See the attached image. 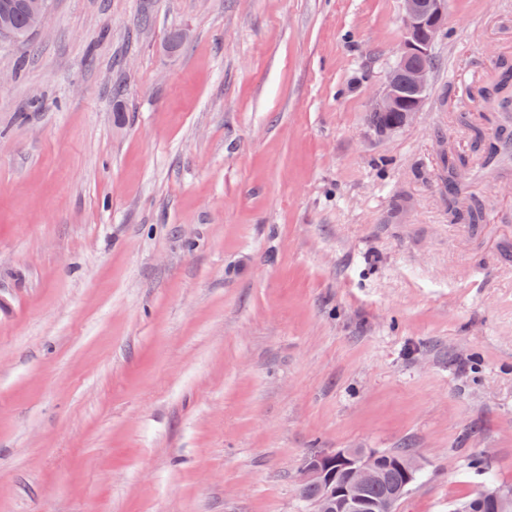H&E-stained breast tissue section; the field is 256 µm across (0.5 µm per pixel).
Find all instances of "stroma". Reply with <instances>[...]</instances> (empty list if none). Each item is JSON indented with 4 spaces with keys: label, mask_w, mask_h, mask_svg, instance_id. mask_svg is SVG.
Returning a JSON list of instances; mask_svg holds the SVG:
<instances>
[{
    "label": "stroma",
    "mask_w": 512,
    "mask_h": 512,
    "mask_svg": "<svg viewBox=\"0 0 512 512\" xmlns=\"http://www.w3.org/2000/svg\"><path fill=\"white\" fill-rule=\"evenodd\" d=\"M403 38L401 0H52L0 41V512H308L338 448L412 450L397 512L512 488V175L466 226L440 163L498 133L512 0H448L382 134ZM405 36L395 52L394 61L386 73L380 92L373 99L370 115L373 125L380 129L413 123L420 112L427 90L434 57L432 46L448 21L447 0H401ZM409 95H406V94Z\"/></svg>",
    "instance_id": "obj_1"
}]
</instances>
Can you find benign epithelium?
Segmentation results:
<instances>
[{"label":"benign epithelium","mask_w":512,"mask_h":512,"mask_svg":"<svg viewBox=\"0 0 512 512\" xmlns=\"http://www.w3.org/2000/svg\"><path fill=\"white\" fill-rule=\"evenodd\" d=\"M401 2L405 36L370 111L401 113L399 127L403 128L412 124L420 112L430 79V69L422 60L432 55V46L448 21V0ZM22 8L27 17L26 30L13 29L10 14L4 10L0 12L1 33L20 36L44 28L47 0H23ZM389 467L398 469L403 481L378 498L366 497L367 486L381 480ZM419 467L413 457L393 458L367 448H339L307 457L300 483L320 490L312 512H396ZM487 503L495 512H512V489L484 485L474 499L454 505L449 512H482Z\"/></svg>","instance_id":"7a95c632"}]
</instances>
